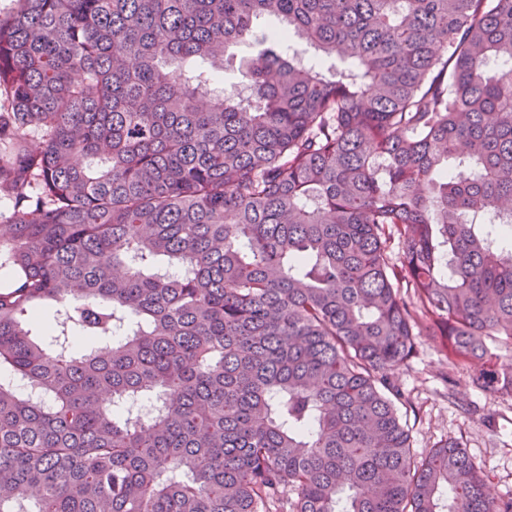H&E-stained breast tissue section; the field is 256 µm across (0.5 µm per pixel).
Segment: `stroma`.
I'll use <instances>...</instances> for the list:
<instances>
[{"label": "stroma", "mask_w": 512, "mask_h": 512, "mask_svg": "<svg viewBox=\"0 0 512 512\" xmlns=\"http://www.w3.org/2000/svg\"><path fill=\"white\" fill-rule=\"evenodd\" d=\"M276 18L254 19L256 42L231 47L222 79L233 85L261 49L260 36L278 27ZM473 367L451 362L438 336H418L412 355L393 373L407 402L403 418L417 453L459 441L485 478L493 500L512 496V397L491 399L472 386Z\"/></svg>", "instance_id": "stroma-1"}]
</instances>
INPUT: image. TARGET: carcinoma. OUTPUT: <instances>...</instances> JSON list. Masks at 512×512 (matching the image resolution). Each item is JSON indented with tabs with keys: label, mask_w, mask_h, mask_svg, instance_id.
Instances as JSON below:
<instances>
[{
	"label": "carcinoma",
	"mask_w": 512,
	"mask_h": 512,
	"mask_svg": "<svg viewBox=\"0 0 512 512\" xmlns=\"http://www.w3.org/2000/svg\"><path fill=\"white\" fill-rule=\"evenodd\" d=\"M13 2L0 512H512L391 382L424 329L512 397V0ZM260 15L349 66L215 92Z\"/></svg>",
	"instance_id": "1"
}]
</instances>
